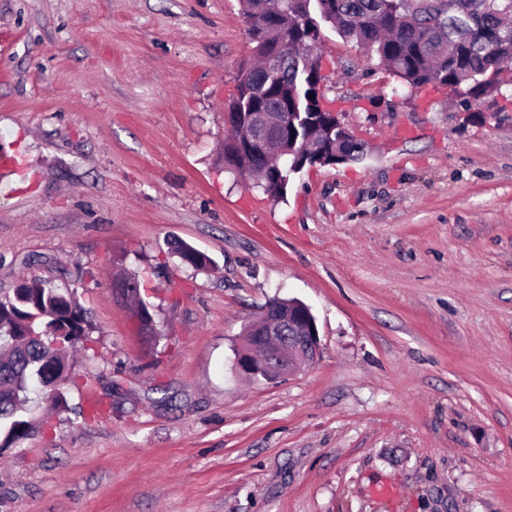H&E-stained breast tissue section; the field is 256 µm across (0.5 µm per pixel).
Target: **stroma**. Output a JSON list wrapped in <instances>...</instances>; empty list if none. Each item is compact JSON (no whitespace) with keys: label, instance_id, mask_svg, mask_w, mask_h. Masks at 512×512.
I'll return each mask as SVG.
<instances>
[{"label":"stroma","instance_id":"stroma-1","mask_svg":"<svg viewBox=\"0 0 512 512\" xmlns=\"http://www.w3.org/2000/svg\"><path fill=\"white\" fill-rule=\"evenodd\" d=\"M251 47L240 0H0V149L27 173L0 180V291L74 288L98 351L0 452V512H512V85L466 107L323 26L321 92L366 153L274 201L224 167ZM276 298L321 355L242 380Z\"/></svg>","mask_w":512,"mask_h":512}]
</instances>
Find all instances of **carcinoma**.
Here are the masks:
<instances>
[{"mask_svg": "<svg viewBox=\"0 0 512 512\" xmlns=\"http://www.w3.org/2000/svg\"><path fill=\"white\" fill-rule=\"evenodd\" d=\"M296 0L288 9L249 24L253 57L237 74L241 115L224 140V151H236L238 125L250 121L255 109L288 112L289 124L279 129L286 152L267 169L264 193L273 200L286 194L291 175L307 165L341 164L364 155L359 140L339 142L318 118L315 100L325 77L297 68V58L321 42L322 24H330L347 41L376 56L379 65L401 82L418 88L444 86L469 103L500 90V74L512 69V0ZM288 60L277 76L263 59ZM183 262L197 270L213 265L200 251L179 243ZM76 289L60 288L50 280L26 278L9 295L0 296V448H10L39 426L29 407L38 392L57 405L65 403L63 384L69 377L53 375L52 363L62 364L80 343L92 349L85 309Z\"/></svg>", "mask_w": 512, "mask_h": 512, "instance_id": "obj_1", "label": "carcinoma"}]
</instances>
